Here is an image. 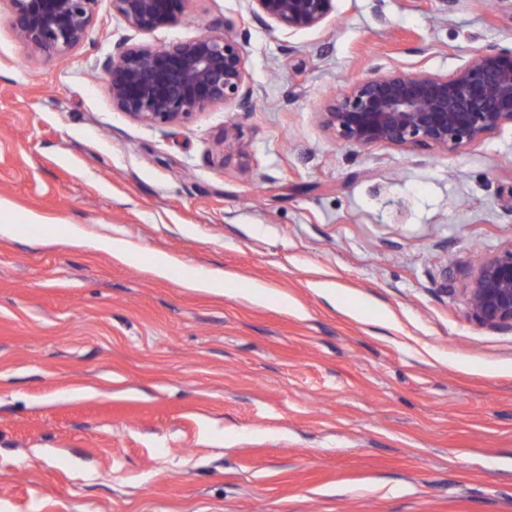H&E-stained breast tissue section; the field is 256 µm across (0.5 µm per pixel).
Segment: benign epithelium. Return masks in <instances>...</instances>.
Wrapping results in <instances>:
<instances>
[{"label": "benign epithelium", "instance_id": "7a95c632", "mask_svg": "<svg viewBox=\"0 0 512 512\" xmlns=\"http://www.w3.org/2000/svg\"><path fill=\"white\" fill-rule=\"evenodd\" d=\"M16 36L34 51L64 55L88 37L99 0H9ZM137 34L175 25L189 0H111ZM251 19L291 32L320 27L335 0H246ZM112 105L134 121L174 125L220 102L252 105L243 43L227 31L149 46L118 40L102 66ZM323 124L345 144L462 149L512 124V47L474 54L451 74L376 70L330 99ZM467 313L481 326L512 329V246L473 268Z\"/></svg>", "mask_w": 512, "mask_h": 512}]
</instances>
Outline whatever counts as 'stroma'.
Segmentation results:
<instances>
[{
    "mask_svg": "<svg viewBox=\"0 0 512 512\" xmlns=\"http://www.w3.org/2000/svg\"><path fill=\"white\" fill-rule=\"evenodd\" d=\"M206 27L242 39L254 106L160 128L112 106L110 0L64 56L0 0V204L26 227L0 234V512H512V330L464 302L512 246V125L446 153L321 121L374 66L512 47V0H336L292 33L189 0L136 40ZM96 245L99 249L107 251L125 262L138 263L140 261L137 250L131 247L125 239L99 236L96 238ZM187 280V287L206 288L210 292L215 294H223V288L228 287V283L226 281L214 278L208 272L202 269L193 271L191 276H189Z\"/></svg>",
    "mask_w": 512,
    "mask_h": 512,
    "instance_id": "obj_1",
    "label": "stroma"
}]
</instances>
